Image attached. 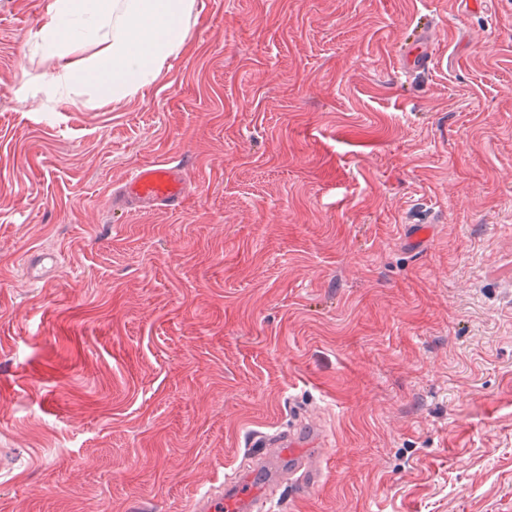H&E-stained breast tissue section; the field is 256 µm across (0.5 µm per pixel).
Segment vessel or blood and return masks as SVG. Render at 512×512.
I'll use <instances>...</instances> for the list:
<instances>
[{
  "mask_svg": "<svg viewBox=\"0 0 512 512\" xmlns=\"http://www.w3.org/2000/svg\"><path fill=\"white\" fill-rule=\"evenodd\" d=\"M433 43V27H417L399 52V71L409 75L428 71ZM189 190L190 179L183 161H156L139 167L112 190L111 208L133 213L176 211ZM318 444L317 429L300 421L284 431L254 433L240 475L226 481L222 488L198 497L194 512H263L282 487L306 492L320 475L315 454Z\"/></svg>",
  "mask_w": 512,
  "mask_h": 512,
  "instance_id": "vessel-or-blood-1",
  "label": "vessel or blood"
}]
</instances>
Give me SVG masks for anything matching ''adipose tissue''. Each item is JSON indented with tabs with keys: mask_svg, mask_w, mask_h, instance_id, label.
Here are the masks:
<instances>
[{
	"mask_svg": "<svg viewBox=\"0 0 512 512\" xmlns=\"http://www.w3.org/2000/svg\"><path fill=\"white\" fill-rule=\"evenodd\" d=\"M197 0H45L35 36L52 64L21 96L104 107L151 85L185 47Z\"/></svg>",
	"mask_w": 512,
	"mask_h": 512,
	"instance_id": "obj_1",
	"label": "adipose tissue"
}]
</instances>
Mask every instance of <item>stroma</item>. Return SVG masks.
<instances>
[{"label": "stroma", "instance_id": "stroma-1", "mask_svg": "<svg viewBox=\"0 0 512 512\" xmlns=\"http://www.w3.org/2000/svg\"><path fill=\"white\" fill-rule=\"evenodd\" d=\"M200 2L138 96L58 108L0 0V512H192L304 412L323 479L270 512H512V0ZM179 157L181 210L112 213ZM434 38L432 26H418L412 39L405 43L399 52L397 69L409 75L428 71L432 63L431 47Z\"/></svg>", "mask_w": 512, "mask_h": 512}]
</instances>
